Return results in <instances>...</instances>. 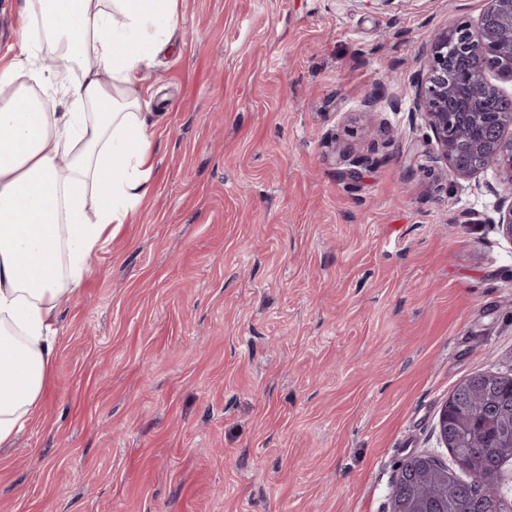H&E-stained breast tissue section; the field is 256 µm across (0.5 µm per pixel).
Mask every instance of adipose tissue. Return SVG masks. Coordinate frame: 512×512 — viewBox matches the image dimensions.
<instances>
[{
  "label": "adipose tissue",
  "mask_w": 512,
  "mask_h": 512,
  "mask_svg": "<svg viewBox=\"0 0 512 512\" xmlns=\"http://www.w3.org/2000/svg\"><path fill=\"white\" fill-rule=\"evenodd\" d=\"M18 19L0 55V444L44 396L60 309L151 190L139 89L180 25L178 0H20Z\"/></svg>",
  "instance_id": "obj_1"
}]
</instances>
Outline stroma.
<instances>
[{"label":"stroma","instance_id":"obj_1","mask_svg":"<svg viewBox=\"0 0 512 512\" xmlns=\"http://www.w3.org/2000/svg\"><path fill=\"white\" fill-rule=\"evenodd\" d=\"M483 7L179 0L152 191L58 315L0 512H390L409 454L451 462L442 405L512 375V242L414 81Z\"/></svg>","mask_w":512,"mask_h":512}]
</instances>
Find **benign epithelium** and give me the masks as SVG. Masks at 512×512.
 Returning a JSON list of instances; mask_svg holds the SVG:
<instances>
[{"label": "benign epithelium", "mask_w": 512, "mask_h": 512, "mask_svg": "<svg viewBox=\"0 0 512 512\" xmlns=\"http://www.w3.org/2000/svg\"><path fill=\"white\" fill-rule=\"evenodd\" d=\"M415 81V106L432 132L437 152L455 180L487 168L497 172L498 220L512 242V98L486 76L512 81V0H485L477 25L457 22L438 30Z\"/></svg>", "instance_id": "7a95c632"}]
</instances>
